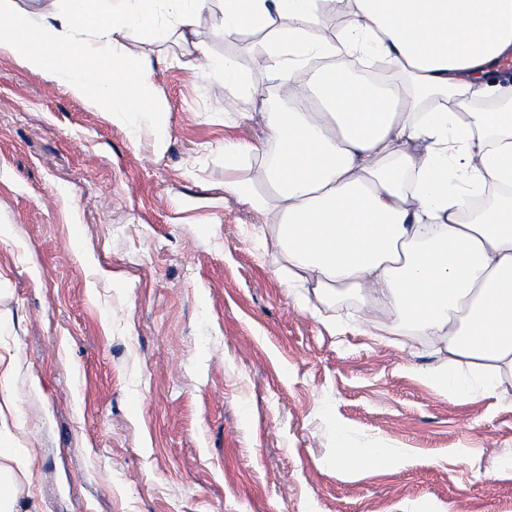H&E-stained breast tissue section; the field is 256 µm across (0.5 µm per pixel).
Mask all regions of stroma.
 <instances>
[{
    "mask_svg": "<svg viewBox=\"0 0 512 512\" xmlns=\"http://www.w3.org/2000/svg\"><path fill=\"white\" fill-rule=\"evenodd\" d=\"M219 13L125 40L152 67L137 133L0 56V448L37 512H512V382L462 398L428 337L336 330L358 295L289 294L225 192L258 160L224 145L274 147L273 86ZM225 58L231 101L192 74Z\"/></svg>",
    "mask_w": 512,
    "mask_h": 512,
    "instance_id": "1",
    "label": "stroma"
}]
</instances>
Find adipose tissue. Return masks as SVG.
Masks as SVG:
<instances>
[{"label":"adipose tissue","instance_id":"adipose-tissue-1","mask_svg":"<svg viewBox=\"0 0 512 512\" xmlns=\"http://www.w3.org/2000/svg\"><path fill=\"white\" fill-rule=\"evenodd\" d=\"M0 0V52L22 56L77 97L132 112L117 86L150 82L147 60L122 51L143 29L193 28L208 0ZM225 37L268 30L265 72L293 84L313 58L380 53L393 76L356 86L345 67L316 71L295 109L264 117L276 152L257 183L224 189L266 214L259 233L277 247L288 290L357 292L385 310L400 336L443 342L429 376L470 395L467 368L493 393L512 372V110L471 112L470 101L512 60V0H354L358 25L339 40L318 26V0H221ZM79 31L77 55L61 38ZM438 95L415 111L410 88ZM501 187L496 205L466 216Z\"/></svg>","mask_w":512,"mask_h":512}]
</instances>
